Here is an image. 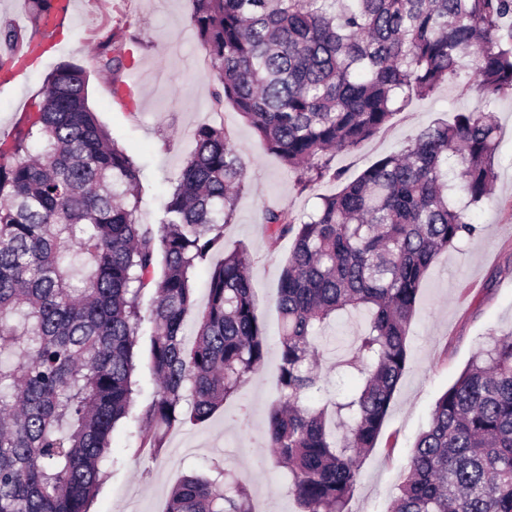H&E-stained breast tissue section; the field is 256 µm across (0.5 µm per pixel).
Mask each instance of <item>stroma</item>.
Returning a JSON list of instances; mask_svg holds the SVG:
<instances>
[{
  "mask_svg": "<svg viewBox=\"0 0 512 512\" xmlns=\"http://www.w3.org/2000/svg\"><path fill=\"white\" fill-rule=\"evenodd\" d=\"M191 11V0H75L74 19L64 34L54 37L51 54L38 59L16 84L0 89V137L11 135L23 110L41 100L44 78L57 65L71 62L84 67L90 107L142 171L140 220L155 225L169 183L194 147L196 130L205 124L223 126L247 172L234 216L224 227V246L250 256L258 320L273 348L280 331L278 286L292 242L285 239L270 246L264 214L280 208L304 217L317 206L318 195L333 192L335 186L324 181L301 189L296 173L262 147L232 106L215 109L209 63L188 25ZM110 31L133 52L134 66L124 75L137 95L132 111L113 100L112 78L92 58L97 41ZM470 74V69H463L457 82L397 112L383 132L352 151L336 154L337 170L345 179H354L432 121L474 106ZM494 111L499 147L492 200L470 213L478 234L441 253L421 284L408 333V368L377 447L361 461L348 512H388L436 399L487 347L490 331L512 329V97L498 99ZM359 330L358 320L345 316L327 328L320 366L327 389L347 391L355 386L354 377H338L332 366ZM276 366V356H269L209 421L174 427L160 452L141 447L145 431L139 423L118 428L110 475L90 512H164L172 486L183 475L207 473L217 465L227 479L247 478L250 495L263 496L267 512H296L280 472L257 465L269 457L267 423L277 399Z\"/></svg>",
  "mask_w": 512,
  "mask_h": 512,
  "instance_id": "1",
  "label": "stroma"
}]
</instances>
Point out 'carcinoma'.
<instances>
[{
    "label": "carcinoma",
    "instance_id": "1",
    "mask_svg": "<svg viewBox=\"0 0 512 512\" xmlns=\"http://www.w3.org/2000/svg\"><path fill=\"white\" fill-rule=\"evenodd\" d=\"M26 2L37 30L54 0ZM192 2L215 105L231 104L305 185L340 179L335 154L458 78L473 49L477 106L421 129L307 219L264 216L270 246L293 239L267 447L300 512H345L407 370L422 281L438 255L479 232L469 212L491 198L493 105L512 96V0ZM28 40L0 25V45ZM127 55L112 35L97 43L114 94ZM87 86L83 67L60 64L0 139V512H89L111 435L131 417L136 359L156 384L140 416L154 434L141 447L158 452L160 431L207 421L268 355L245 251L211 267L196 307L195 270L224 244L246 178L224 128H198L155 231L139 218L140 168L99 122ZM354 313L368 322L336 369L358 384L330 394L320 340ZM214 471L183 478L166 512H252L246 487ZM389 512H512V331L491 334L437 398Z\"/></svg>",
    "mask_w": 512,
    "mask_h": 512
}]
</instances>
